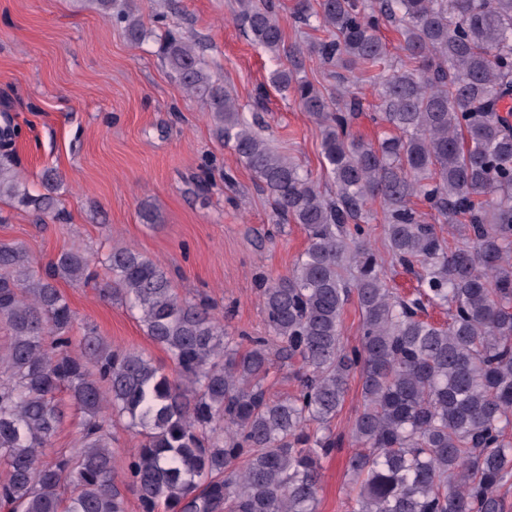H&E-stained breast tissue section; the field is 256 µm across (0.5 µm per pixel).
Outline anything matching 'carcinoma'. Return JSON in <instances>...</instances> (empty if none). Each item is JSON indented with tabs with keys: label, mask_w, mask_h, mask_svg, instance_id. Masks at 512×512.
Returning <instances> with one entry per match:
<instances>
[{
	"label": "carcinoma",
	"mask_w": 512,
	"mask_h": 512,
	"mask_svg": "<svg viewBox=\"0 0 512 512\" xmlns=\"http://www.w3.org/2000/svg\"><path fill=\"white\" fill-rule=\"evenodd\" d=\"M106 18L140 42L144 23L115 0ZM235 22L291 66L272 82L319 128L335 187L318 189L272 149L194 48L165 31L160 52L206 107L217 137L269 191L306 247L260 292L265 335L248 345L202 299L178 296L164 268L130 247L111 248L101 290L139 312L177 376L136 350L110 346L93 326L72 335L73 311L57 287L97 271L79 251L35 269L26 248L0 240V507L8 512H316L321 461L340 448L332 423L359 377L362 409L346 461L350 512H504L512 480V0H301L325 37L286 46L267 0H239ZM400 35L388 59L381 26ZM309 53L380 97L366 140L352 132L360 100L350 85L326 95L299 76ZM0 131V200L65 220L54 173L33 194ZM420 201L448 225L427 224ZM379 203L389 265L415 272L412 298L389 288L365 219ZM359 345L341 336L351 298ZM438 306L448 320L424 317ZM297 376L273 399L276 364ZM66 391L82 414L80 448L43 460L64 417ZM143 441L117 475L112 418Z\"/></svg>",
	"instance_id": "1"
}]
</instances>
